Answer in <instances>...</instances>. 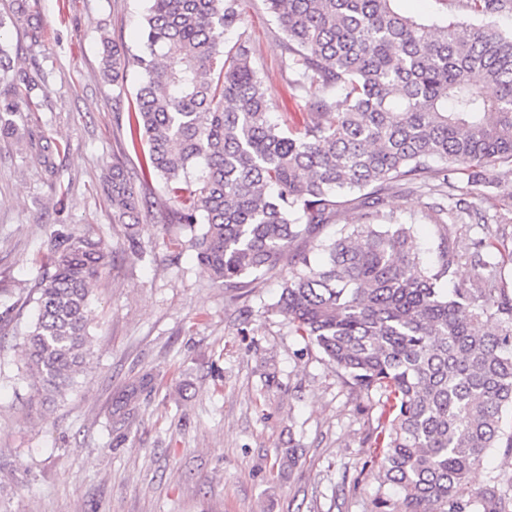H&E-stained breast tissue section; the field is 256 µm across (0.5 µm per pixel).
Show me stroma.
<instances>
[{
    "label": "stroma",
    "mask_w": 512,
    "mask_h": 512,
    "mask_svg": "<svg viewBox=\"0 0 512 512\" xmlns=\"http://www.w3.org/2000/svg\"><path fill=\"white\" fill-rule=\"evenodd\" d=\"M38 47L8 25L0 36L35 81V109L19 103L18 134L0 136V512H377L369 437L379 393L346 384L317 348L270 306L287 266L253 287L212 284L192 248L173 255L169 232L142 217L132 253L103 188L114 158L136 173L142 151L126 135L139 75L124 93L100 71L102 36L136 52L145 0H28ZM244 27L275 115L307 118L317 86L295 89L282 33L263 0H241ZM60 146L48 175L31 143ZM512 169H487L475 190L484 224L442 226L418 191L387 209L413 218L426 259L440 234L460 258L448 285L471 287L498 266L512 296ZM102 238L112 265L92 295V359L73 390L48 404L25 377L17 334L30 321L40 261L53 230ZM135 400L122 393L143 374Z\"/></svg>",
    "instance_id": "obj_1"
}]
</instances>
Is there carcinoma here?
<instances>
[{
    "mask_svg": "<svg viewBox=\"0 0 512 512\" xmlns=\"http://www.w3.org/2000/svg\"><path fill=\"white\" fill-rule=\"evenodd\" d=\"M146 2L137 52L103 40L104 78L121 88L131 65L141 76L127 115L131 144L147 146L140 188L118 161L106 187L129 248L140 250L156 181L179 230L169 247L193 248L213 283L249 288L248 278L288 261L272 308L350 384L384 397L370 443L377 512H512L497 485L469 486L491 449L512 454L502 427L512 409V298L495 300L490 280L448 291L457 264L448 238L425 263L415 222L384 207L411 185L457 223L475 215L457 175L477 183L488 166L512 167V32L425 23L398 0H265L296 88L321 91L308 120L290 127L271 120L241 0ZM467 2L488 19L512 11V0ZM225 30L238 31L231 45L220 42ZM30 83L0 47V135L17 131L4 115ZM39 149L53 168L58 143L45 137ZM354 192L359 222L318 238ZM301 240L310 248L293 250ZM111 264L100 239L65 227L51 235L22 334L26 376L49 397L89 363L90 297Z\"/></svg>",
    "mask_w": 512,
    "mask_h": 512,
    "instance_id": "1",
    "label": "carcinoma"
}]
</instances>
